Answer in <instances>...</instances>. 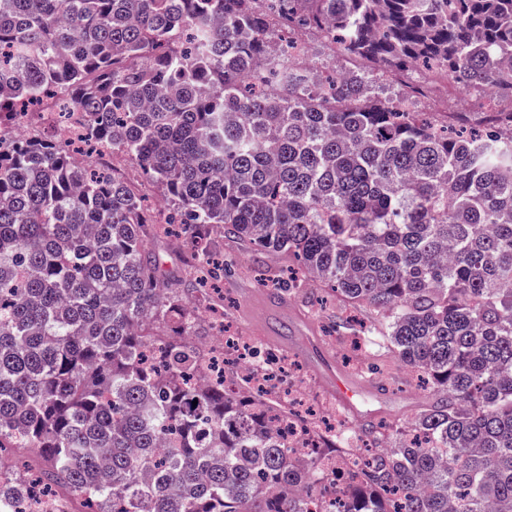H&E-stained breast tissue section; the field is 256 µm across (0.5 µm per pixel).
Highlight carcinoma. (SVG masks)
Returning <instances> with one entry per match:
<instances>
[{
	"instance_id": "obj_1",
	"label": "carcinoma",
	"mask_w": 512,
	"mask_h": 512,
	"mask_svg": "<svg viewBox=\"0 0 512 512\" xmlns=\"http://www.w3.org/2000/svg\"><path fill=\"white\" fill-rule=\"evenodd\" d=\"M253 2L0 0V116L40 95L86 113L81 141L155 183L196 264L217 226L288 255L300 276L272 294L372 310L367 344L425 402L408 426L311 418L300 461L273 425L290 407L246 376L194 383L198 323L144 199L69 141L0 144V512L59 487L87 512H310L336 458L368 460L338 512H512V111L453 134L358 73L321 83ZM282 2L347 57L512 98V0Z\"/></svg>"
}]
</instances>
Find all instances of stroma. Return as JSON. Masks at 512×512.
I'll list each match as a JSON object with an SVG mask.
<instances>
[{
    "instance_id": "35a3bbf8",
    "label": "stroma",
    "mask_w": 512,
    "mask_h": 512,
    "mask_svg": "<svg viewBox=\"0 0 512 512\" xmlns=\"http://www.w3.org/2000/svg\"><path fill=\"white\" fill-rule=\"evenodd\" d=\"M177 227L153 236L148 247L160 261L169 287L197 289L201 298L197 322L208 328L212 312L223 309L228 334L247 336L265 351L293 357L302 368L295 383L315 405L336 401V391L320 374L321 357L332 359L337 378L354 389L352 404L344 408L347 422L360 423L364 413L387 421L409 423L424 400L416 383L406 379L393 355L382 359V371L365 372L360 352L350 348L349 332L333 329L340 305L330 291H323L324 304L315 308L300 295L272 297L263 282L271 275L287 277L288 259L263 250H243L239 241L215 229L209 243L214 259L223 261L226 272L217 283L205 282L181 239Z\"/></svg>"
}]
</instances>
